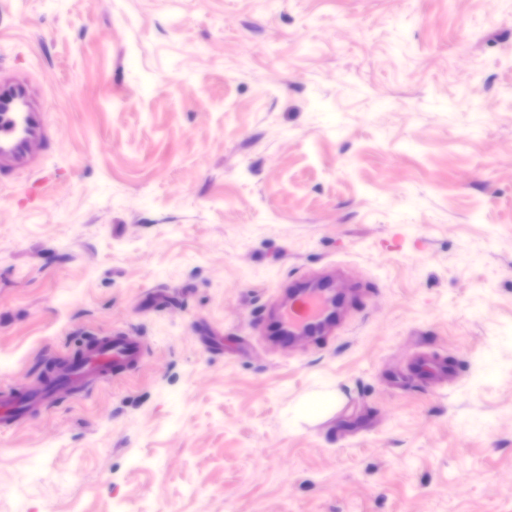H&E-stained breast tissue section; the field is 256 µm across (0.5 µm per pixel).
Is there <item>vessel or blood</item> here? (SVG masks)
<instances>
[{
  "label": "vessel or blood",
  "mask_w": 512,
  "mask_h": 512,
  "mask_svg": "<svg viewBox=\"0 0 512 512\" xmlns=\"http://www.w3.org/2000/svg\"><path fill=\"white\" fill-rule=\"evenodd\" d=\"M53 131L45 107L29 82L20 76L0 79V180L21 173L31 174L28 189L31 204H39L42 188L55 179L45 159ZM361 287L338 288L334 275L314 285L289 289L270 322L261 329L275 345L292 346L299 340L322 343L337 327L345 305L357 304ZM145 344L126 330L93 334L61 358L51 377L37 386L0 388V431L21 425L33 413L49 410L64 398L86 395L104 383L137 373L144 364ZM410 371L428 382L449 381L447 365L419 355Z\"/></svg>",
  "instance_id": "b4317fda"
}]
</instances>
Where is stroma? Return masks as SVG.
I'll list each match as a JSON object with an SVG mask.
<instances>
[{"instance_id": "35a3bbf8", "label": "stroma", "mask_w": 512, "mask_h": 512, "mask_svg": "<svg viewBox=\"0 0 512 512\" xmlns=\"http://www.w3.org/2000/svg\"><path fill=\"white\" fill-rule=\"evenodd\" d=\"M62 178L0 186V512H512V0H0ZM340 263L330 339L256 320ZM425 349L457 367L434 389ZM145 356L142 339L129 336L126 330L85 336L42 384L0 388V431L20 426L33 413L49 410L68 396L88 395L112 379L137 373ZM410 371L416 376H424L429 383L450 381L454 372L448 365L433 361L427 355L421 354L410 362Z\"/></svg>"}]
</instances>
